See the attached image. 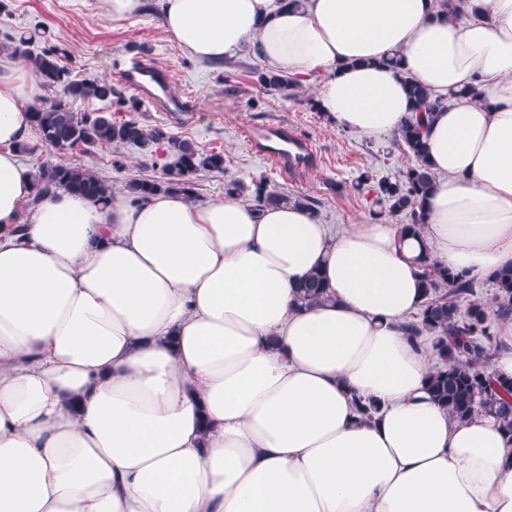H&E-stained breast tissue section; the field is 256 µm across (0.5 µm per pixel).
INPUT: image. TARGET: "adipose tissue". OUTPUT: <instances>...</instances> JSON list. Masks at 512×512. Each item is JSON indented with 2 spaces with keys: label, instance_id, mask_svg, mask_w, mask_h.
<instances>
[{
  "label": "adipose tissue",
  "instance_id": "1",
  "mask_svg": "<svg viewBox=\"0 0 512 512\" xmlns=\"http://www.w3.org/2000/svg\"><path fill=\"white\" fill-rule=\"evenodd\" d=\"M104 2L154 5L199 60L252 46L340 129L398 131L422 86L435 182L416 234L230 195L39 197L16 147L42 86L0 71V512H512V434L438 404L405 330L424 264L512 268V0Z\"/></svg>",
  "mask_w": 512,
  "mask_h": 512
}]
</instances>
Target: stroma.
I'll list each match as a JSON object with an SVG mask.
<instances>
[{
    "instance_id": "1",
    "label": "stroma",
    "mask_w": 512,
    "mask_h": 512,
    "mask_svg": "<svg viewBox=\"0 0 512 512\" xmlns=\"http://www.w3.org/2000/svg\"><path fill=\"white\" fill-rule=\"evenodd\" d=\"M0 9V38L7 34L42 29L65 51L64 63L80 78L111 79L113 58L134 48L155 66L169 70L171 93L190 98L195 110L181 121L140 103L135 120L158 126L168 135L193 142L199 152L224 155V173L203 171L196 178V197H224L229 182L251 184L262 178L277 192L305 195L317 202L322 223L341 227L370 219L377 184L394 179L413 159L391 133L362 135L336 128L318 112L309 86L285 92L269 91L257 81L263 63L252 51L234 61L213 63L189 57L170 38L155 9L115 22L105 13L104 0H6ZM278 123L311 140L317 159L296 179L283 177L272 162L255 156L242 136L248 125ZM31 153L20 155L29 169L65 161L91 169L113 192L122 193L133 177H160L151 158L134 147L102 145L85 152L62 154L44 144L38 134L28 139ZM122 167H114V158Z\"/></svg>"
}]
</instances>
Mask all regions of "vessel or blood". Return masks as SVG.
Wrapping results in <instances>:
<instances>
[{
    "mask_svg": "<svg viewBox=\"0 0 512 512\" xmlns=\"http://www.w3.org/2000/svg\"><path fill=\"white\" fill-rule=\"evenodd\" d=\"M116 80L130 87L164 112H190L194 106L189 99L169 95L171 74L151 64L137 50L126 52L112 66ZM257 156L271 159L280 174L293 179L313 163L315 151L306 137L279 124L250 126L244 131Z\"/></svg>",
    "mask_w": 512,
    "mask_h": 512,
    "instance_id": "obj_1",
    "label": "vessel or blood"
}]
</instances>
